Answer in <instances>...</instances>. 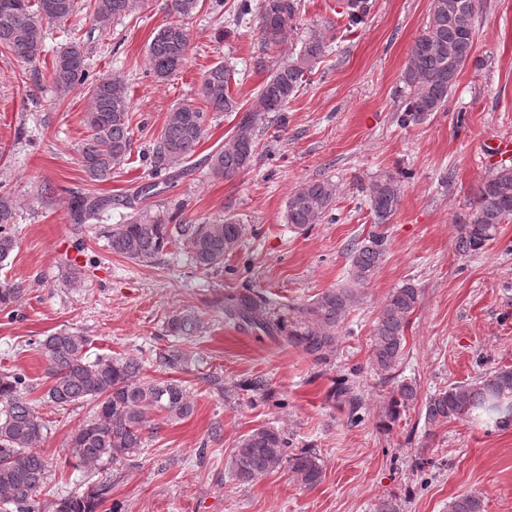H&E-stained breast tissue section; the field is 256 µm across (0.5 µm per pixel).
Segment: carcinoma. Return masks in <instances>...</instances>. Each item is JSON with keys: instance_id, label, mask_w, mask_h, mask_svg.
Wrapping results in <instances>:
<instances>
[{"instance_id": "carcinoma-1", "label": "carcinoma", "mask_w": 512, "mask_h": 512, "mask_svg": "<svg viewBox=\"0 0 512 512\" xmlns=\"http://www.w3.org/2000/svg\"><path fill=\"white\" fill-rule=\"evenodd\" d=\"M49 12L44 0H0V50L16 60L32 64L44 52L46 24H64L81 9L79 0H52ZM201 0H171L176 19L159 27L148 45L150 71L165 80L187 63L190 40L187 28ZM97 20L106 24L129 16L140 0H93ZM478 0H431L427 24L408 53L402 74L407 89L398 121L407 127L424 121L433 112L447 109L449 95L457 78L472 59L475 44V16ZM347 28L363 24L370 12L369 0L359 6L347 5ZM301 0H237L224 27L214 38L221 43L246 17L256 15V33L261 47L274 50L287 36L301 29ZM324 33L311 30L300 40V48L271 69L256 95L255 103L241 117L236 133L224 149L205 158L209 173L217 179L232 180L246 170L253 158V129L267 112H285L303 82L327 52ZM233 70L220 62L204 71L200 99L176 107L169 115L160 138L152 148V174H182L196 148L206 135V114L237 112L231 93ZM50 81L64 96L76 87L86 89L90 109L83 123L89 130L80 152L82 171L92 182L112 179L114 164L132 149L133 133L129 113L132 102L122 80L110 76L93 77L88 70L87 51L82 40L72 38L54 56ZM410 173L378 176L370 183L368 201L376 230L361 241L351 243L348 252V281L339 288L319 293L308 303L292 310L288 318L263 317V301L255 293L237 292L224 297V315L239 324L256 327L269 336L280 337L300 348L318 364L329 362L336 351L341 324L359 302L362 290L374 279L385 255L383 230L398 209L402 183ZM336 195L329 180L306 182L289 197L287 223L304 230L323 221ZM69 215L74 224H88L112 207V198L90 193L69 194ZM15 205L7 191L0 192V262L16 245L12 224ZM512 219V165L501 164L477 189L471 212L457 221L456 251L468 256L494 240L499 225ZM242 236L241 224L232 218H215L198 224H174L172 217L144 218L131 214L123 224L108 232L113 253L139 263H149L165 247L182 243L194 265L209 270L224 264V255L234 250ZM22 292L16 284L0 283V307L7 308ZM421 302V290L408 281L393 289L384 303L373 330L370 365L379 374L396 369L402 357L405 332ZM199 319L190 312H175L167 321L166 332L190 340L196 336ZM88 339L79 332L61 330L42 338L37 345L47 362L51 386L46 396L50 404L66 409L74 404H93V414L71 433L65 462L91 467L104 474L81 494L60 495L50 512H99L112 490L105 475L112 464L141 455L145 439L158 430L151 414L166 422L180 421L194 412L190 392L174 378L147 380L142 377L144 360L135 355L112 357L87 355ZM189 361V354L178 348L154 353L153 362L161 369L177 370ZM30 384L19 373L0 374V504L15 512H41L37 497L49 479V462L38 444L48 432L37 401L28 397ZM417 386L397 385L385 409L384 425L396 422L401 410L417 399ZM332 395L347 405L351 414L361 408V398L346 377L334 386ZM481 420L499 430L512 428V368H496L470 383H458L435 391L425 399L424 424L433 430L452 420ZM288 437L274 426L252 430L238 441L231 457L234 478L241 484L287 467L300 483L312 489L323 476L319 456L312 449L288 451ZM448 512H483V499L477 493L458 496Z\"/></svg>"}]
</instances>
